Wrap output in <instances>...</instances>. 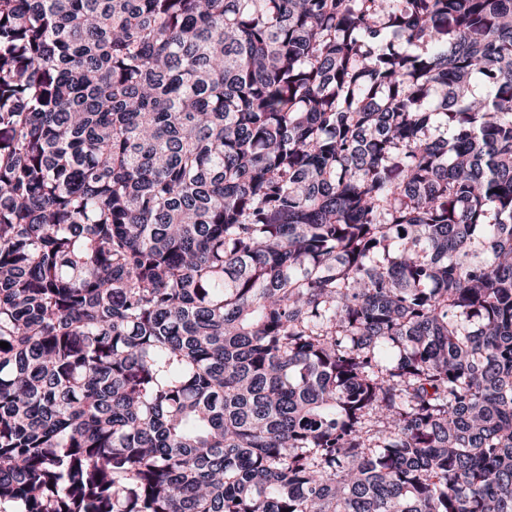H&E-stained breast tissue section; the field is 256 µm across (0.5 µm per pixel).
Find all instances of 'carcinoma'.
<instances>
[{"mask_svg":"<svg viewBox=\"0 0 512 512\" xmlns=\"http://www.w3.org/2000/svg\"><path fill=\"white\" fill-rule=\"evenodd\" d=\"M0 505L512 512V0H0Z\"/></svg>","mask_w":512,"mask_h":512,"instance_id":"obj_1","label":"carcinoma"}]
</instances>
